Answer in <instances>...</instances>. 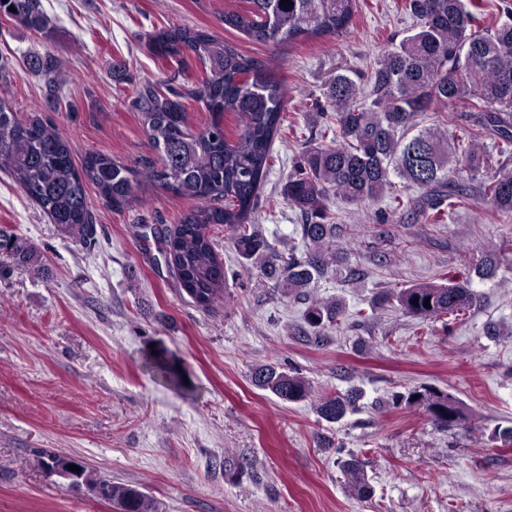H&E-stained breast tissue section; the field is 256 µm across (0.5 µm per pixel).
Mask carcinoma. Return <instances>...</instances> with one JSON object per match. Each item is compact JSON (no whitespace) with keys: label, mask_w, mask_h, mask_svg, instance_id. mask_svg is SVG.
<instances>
[{"label":"carcinoma","mask_w":512,"mask_h":512,"mask_svg":"<svg viewBox=\"0 0 512 512\" xmlns=\"http://www.w3.org/2000/svg\"><path fill=\"white\" fill-rule=\"evenodd\" d=\"M246 2L224 10V26L273 49L339 34L352 23L357 8V0ZM490 6V0H404L416 27L377 57L366 83L346 74L331 80L325 94L329 111L319 112L331 144L304 150L282 190L284 199L306 218L301 225L306 252L300 255L278 252L253 222L274 160L272 145L284 129H293L284 126L283 83L268 66L203 30L172 26L151 37L156 57L177 72L186 68L185 55L208 68L194 90L210 113L202 131L190 129L178 88L161 92L148 87L135 98L152 152L141 170L103 154L90 155L78 168L68 140L54 126L35 116L19 120L0 97V172L9 173L51 223L86 243L96 234V217L87 202L89 185L117 209L136 200L143 181L175 197L196 198L200 205L182 214L173 227L151 229L164 266L194 302L208 309L224 299V264L209 233L214 224L224 225L239 257L263 278L296 293L340 259V250L333 249L337 225L326 206L332 193L349 203L387 197L397 211L403 205L393 191L397 177L429 193L448 188L462 203L469 195L453 177L467 169L495 212L512 213V168L493 167L492 156L478 144L494 133L501 150L512 152V21L486 26ZM0 14L31 30L44 27L39 0H0ZM459 101L469 102L472 109L467 143L418 128L421 113ZM228 118L235 123L231 132L226 129ZM0 252L16 266L43 268L41 254L6 228H0ZM507 260L503 249L488 251L473 274L461 280L450 277L446 284L383 290L376 304L393 300L405 314L423 320L457 317L475 301L473 278L496 277ZM342 316L341 303L314 302L305 321L319 329ZM253 382L288 402L311 393L307 380L280 366L259 367ZM359 397L354 391L327 396L317 412L327 422H338L355 410ZM396 400L421 409L443 431L467 427L465 405L447 391L415 389ZM343 472L351 495L371 494L359 461L344 462ZM83 481L111 484L109 502L118 512H152L150 499L136 486L112 484L86 466Z\"/></svg>","instance_id":"1"}]
</instances>
